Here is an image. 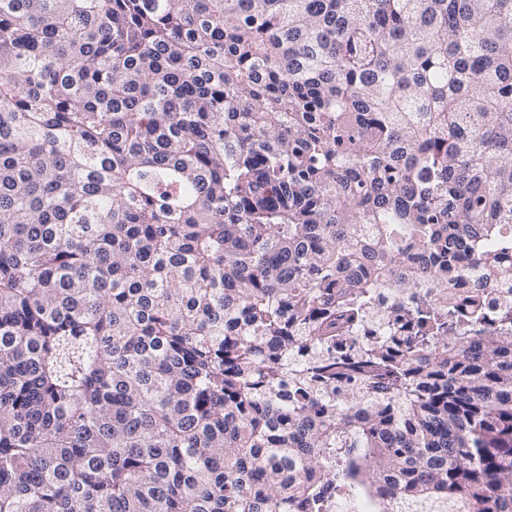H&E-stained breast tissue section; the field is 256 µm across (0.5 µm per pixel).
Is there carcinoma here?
<instances>
[{
  "label": "carcinoma",
  "instance_id": "obj_1",
  "mask_svg": "<svg viewBox=\"0 0 512 512\" xmlns=\"http://www.w3.org/2000/svg\"><path fill=\"white\" fill-rule=\"evenodd\" d=\"M474 265L512 0H0V512H512ZM472 278L461 282L457 288H427V298L439 306L459 308L467 304L476 294L481 297L487 309H494L501 304L512 302L511 288L500 286L483 288L480 291L474 288ZM397 299L390 292L380 293L374 301L370 312L367 327L375 332L382 330V317H385L388 310L396 304Z\"/></svg>",
  "mask_w": 512,
  "mask_h": 512
}]
</instances>
